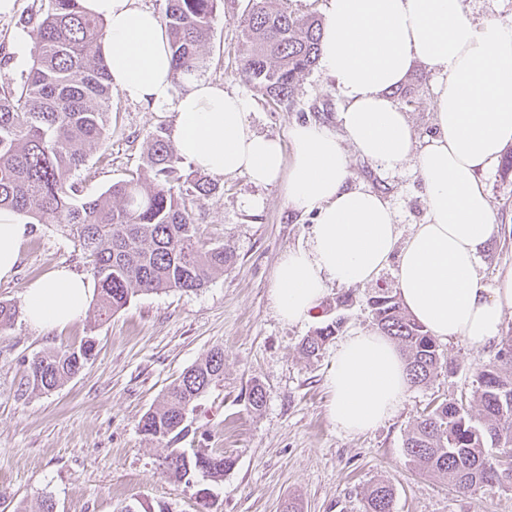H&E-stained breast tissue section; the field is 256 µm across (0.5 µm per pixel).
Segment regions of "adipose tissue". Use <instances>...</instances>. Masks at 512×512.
Here are the masks:
<instances>
[{
  "label": "adipose tissue",
  "instance_id": "adipose-tissue-1",
  "mask_svg": "<svg viewBox=\"0 0 512 512\" xmlns=\"http://www.w3.org/2000/svg\"><path fill=\"white\" fill-rule=\"evenodd\" d=\"M81 3L106 22L101 54L113 89L134 102L173 105L171 139L185 162L215 176L281 183L291 210L315 214L307 245L286 250L274 267L270 298L280 319L303 321L328 284L366 285L394 257L404 307L438 340H499L512 271L493 289L478 274L498 226L477 173L512 144V27L472 24L462 0H326L320 63L346 101L344 135L296 125L283 142L256 133L249 100L221 85L194 80L172 95L165 29L138 0ZM419 64L436 76L438 127L421 147L391 97ZM348 144L383 169L410 163L419 172L429 217L405 245L390 203L350 185ZM28 232L23 216L0 211V279L13 274ZM93 294L90 278L57 269L24 292L25 318L65 326L85 316ZM326 383L329 418L349 435L391 418L411 387L402 353L375 331L339 342Z\"/></svg>",
  "mask_w": 512,
  "mask_h": 512
}]
</instances>
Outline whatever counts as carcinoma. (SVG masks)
Here are the masks:
<instances>
[{
    "label": "carcinoma",
    "instance_id": "1",
    "mask_svg": "<svg viewBox=\"0 0 512 512\" xmlns=\"http://www.w3.org/2000/svg\"><path fill=\"white\" fill-rule=\"evenodd\" d=\"M219 0H166L161 17L173 61V79L199 75L202 48L210 39ZM19 25L34 34L33 64L19 88L0 87V210L30 224L68 225L97 286L98 316L109 317L139 294L170 290L195 292L235 261L227 245L207 247L187 200L218 190L205 176L185 174L180 157L160 127L149 136L143 172L87 197L76 173L93 146L108 135L114 89L98 47L104 19L84 11L80 0H48L46 7L21 14ZM249 43L241 62L244 80L274 103L291 100L297 83L319 59L322 22L272 10L254 0L240 22ZM377 329L400 348L411 383L424 385L438 373L455 372L451 358L404 309L396 294L380 288L368 298ZM342 328L327 322L304 337L300 353L319 359ZM95 339L78 347L48 351L29 364V385L50 392L79 373L94 357ZM224 376V349L184 370L163 396L162 405L140 419L150 440L176 441L197 401ZM480 407L474 423L465 399L442 400L423 412L407 433L404 449L420 470L448 477L468 496L502 485L512 477V336L502 341L496 360L483 365L472 381ZM249 406L259 411L266 390L254 384ZM235 459L216 450L171 448L161 463L174 483L199 475L217 482ZM395 490L384 480L362 492L363 512H393Z\"/></svg>",
    "mask_w": 512,
    "mask_h": 512
}]
</instances>
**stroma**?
I'll return each mask as SVG.
<instances>
[{"label": "stroma", "mask_w": 512, "mask_h": 512, "mask_svg": "<svg viewBox=\"0 0 512 512\" xmlns=\"http://www.w3.org/2000/svg\"><path fill=\"white\" fill-rule=\"evenodd\" d=\"M41 0H16L0 15V84L19 81L32 65L33 35L17 20ZM252 0H222L203 53L204 80L248 97V120L261 134L287 138L296 124L316 122L339 131L345 104L335 79L322 68L303 76L291 104H275L239 75L248 46L239 22ZM433 76L416 66L394 92L417 143L436 132ZM117 116L111 134L94 148L77 176L96 196L143 167L147 137L172 128L171 106H150L114 95ZM350 184L382 194L397 212L401 238L425 223L427 205L412 167L382 169L347 148ZM498 224L480 255L486 287L512 268V171L495 164L481 171ZM216 194L193 205L205 244H227L235 264L197 292L141 294L118 313L95 310L65 327L45 329L17 316L0 330V503L40 512L52 500L55 512H149L166 503L170 512H198L197 488L166 479L159 467L165 445L147 440L138 422L159 407L166 388L210 350H224V378L187 417L181 448L221 450L235 459L223 481L209 489L219 512H282L295 500L302 512H362L359 492L375 479L395 489L393 512H512V482L462 498L447 478L420 471L403 442L415 419L433 402L470 394L478 368L494 360L496 347L464 343L443 347L455 373L411 387L398 413L375 429L347 435L330 421L326 376L336 351L327 345L318 361L298 352L316 327L343 318L344 332L370 331L367 306L373 289L396 285L394 267L359 287L351 306L337 308L341 286L329 285L310 316L288 324L270 302L273 269L280 255L306 245L313 216L294 213L279 186H257L243 175L218 178ZM66 266L86 274L87 265L66 225H33L20 246L15 273L0 280V301L21 305L33 282ZM95 336V357L61 387L27 390L30 361L51 348L74 347ZM267 392L262 410L247 402L252 383Z\"/></svg>", "instance_id": "35a3bbf8"}]
</instances>
